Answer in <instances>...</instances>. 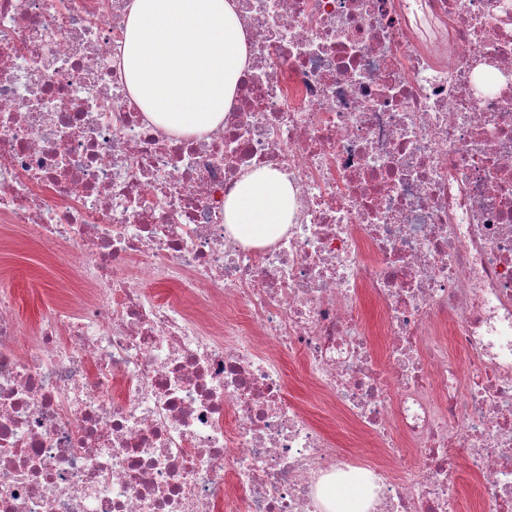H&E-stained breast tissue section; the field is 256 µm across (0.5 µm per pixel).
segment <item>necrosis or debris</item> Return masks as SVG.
<instances>
[{"label": "necrosis or debris", "mask_w": 512, "mask_h": 512, "mask_svg": "<svg viewBox=\"0 0 512 512\" xmlns=\"http://www.w3.org/2000/svg\"><path fill=\"white\" fill-rule=\"evenodd\" d=\"M126 4L0 0V223L75 282L32 324L0 293V512H326L355 465L287 357L377 448L369 512H458L459 464L512 512V0H239L202 138L128 94ZM263 167L298 208L247 247ZM288 173L260 168L245 174L224 197V224L246 243L264 244L282 234L295 216ZM286 376L288 381V390L296 398L302 401L314 402V397L310 393V383L304 371L297 360L286 362Z\"/></svg>", "instance_id": "obj_1"}]
</instances>
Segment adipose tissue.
Wrapping results in <instances>:
<instances>
[{"label":"adipose tissue","mask_w":512,"mask_h":512,"mask_svg":"<svg viewBox=\"0 0 512 512\" xmlns=\"http://www.w3.org/2000/svg\"><path fill=\"white\" fill-rule=\"evenodd\" d=\"M248 63L236 0H129L121 64L130 95L157 127L200 138L222 126ZM295 210L287 173L267 167L224 197V222L246 243L274 240Z\"/></svg>","instance_id":"adipose-tissue-1"}]
</instances>
